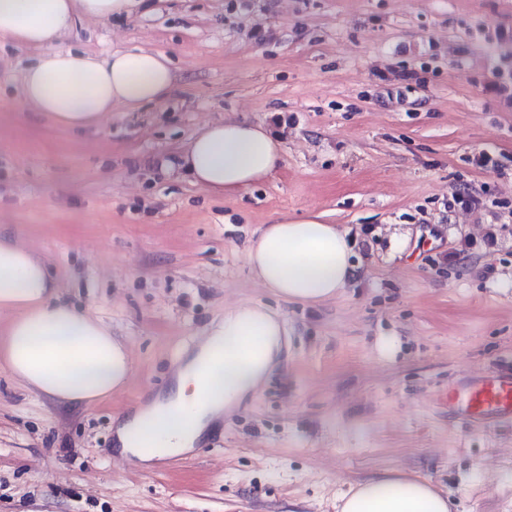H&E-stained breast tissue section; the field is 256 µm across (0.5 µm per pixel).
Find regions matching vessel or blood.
Returning a JSON list of instances; mask_svg holds the SVG:
<instances>
[{
	"mask_svg": "<svg viewBox=\"0 0 512 512\" xmlns=\"http://www.w3.org/2000/svg\"><path fill=\"white\" fill-rule=\"evenodd\" d=\"M456 397L459 413L468 422L512 421V377L490 375L468 381Z\"/></svg>",
	"mask_w": 512,
	"mask_h": 512,
	"instance_id": "b4317fda",
	"label": "vessel or blood"
}]
</instances>
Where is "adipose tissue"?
<instances>
[{
	"mask_svg": "<svg viewBox=\"0 0 512 512\" xmlns=\"http://www.w3.org/2000/svg\"><path fill=\"white\" fill-rule=\"evenodd\" d=\"M136 0H0V40L38 51L21 83L24 105L55 125L97 127L113 109L135 112L163 103L175 74L168 56L136 48L79 53L61 45L83 19L131 13ZM282 142L265 125L227 119L199 129L180 150L175 168L215 193L243 191L269 177ZM347 231L325 214L281 216L252 237L246 261L253 276L289 302L333 300L352 280ZM0 311L12 318L0 336V362L28 389L70 407H86L124 385L131 362L112 328L72 308L56 291L33 250L0 239ZM286 329L259 305L225 309L197 351L186 357L167 395L121 422L122 452L143 461L176 456L192 446L222 413L255 394L278 363ZM142 435L140 448L129 445ZM338 512H450L447 495L427 480L384 475L352 487Z\"/></svg>",
	"mask_w": 512,
	"mask_h": 512,
	"instance_id": "ef3b65f1",
	"label": "adipose tissue"
}]
</instances>
